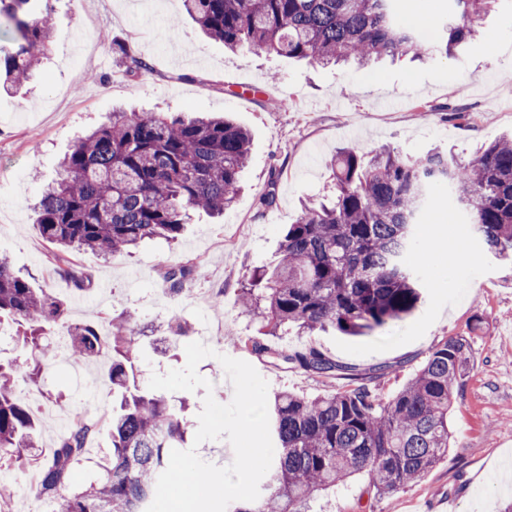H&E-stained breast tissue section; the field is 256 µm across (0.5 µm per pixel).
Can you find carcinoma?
Wrapping results in <instances>:
<instances>
[{
    "label": "carcinoma",
    "mask_w": 512,
    "mask_h": 512,
    "mask_svg": "<svg viewBox=\"0 0 512 512\" xmlns=\"http://www.w3.org/2000/svg\"><path fill=\"white\" fill-rule=\"evenodd\" d=\"M491 0H448L438 33L427 22L400 24L395 0H181L210 39L234 51L339 64L412 53L448 57L473 39ZM48 0H0L10 44L0 49V88L29 79L52 37ZM115 51L136 76L148 62L125 45ZM251 136L224 118L186 121L161 112H114L77 140L60 162L59 176L35 204L40 234L58 248L56 262L84 291L92 275L67 260L73 250L127 254L143 240H175L193 211L222 215L235 203L249 163ZM331 197L308 200L281 240L280 260L257 271L261 288L241 292L244 311L260 316L271 335L295 328L311 334L333 326L363 335L408 315L420 300L417 274L404 256L417 217L430 202V184L444 180L448 196L496 258L512 261V137L503 136L469 158L435 152L411 161L387 147L371 157L344 149L331 162ZM196 266L166 267L168 291L179 295ZM26 327L30 356L23 365L0 364V464L38 469V493L53 512H146L171 450L188 448L185 404L143 389L138 382L140 330L120 322H69L63 300L15 274L0 256V321ZM64 331L70 362L105 358L117 405L109 431L112 447L97 462L89 485L70 489L72 469L87 451L93 427L73 425L60 435L52 457L37 453L40 424L16 396L19 380L36 384L57 359L46 331ZM470 343L461 336L435 345L425 363L395 395L370 387L387 374L348 372L315 345L284 357L306 372L341 373L346 388L314 399L278 393L269 410L274 445L265 492L237 501L233 512H308V502L359 472L388 495L420 479L448 455V409L467 373Z\"/></svg>",
    "instance_id": "1"
}]
</instances>
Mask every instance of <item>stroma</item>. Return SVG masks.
<instances>
[{"mask_svg":"<svg viewBox=\"0 0 512 512\" xmlns=\"http://www.w3.org/2000/svg\"><path fill=\"white\" fill-rule=\"evenodd\" d=\"M51 22L56 37L33 79L20 92L0 93V255L36 288L66 299L73 322L132 316L139 324L142 383L152 374L183 368L185 347L200 341L216 355L197 371L222 404L233 387L219 355L250 363L269 393L289 390L313 398L343 389L284 360L304 344L316 345L356 372L389 366L383 395L401 390L443 339L467 337L469 369L448 414L447 456L418 482L392 495L376 496L367 473L316 493L314 512H502L512 502V264L487 253L478 234L448 225L458 213L440 187L418 228L410 262L422 277L424 297L408 316L362 336L337 330L312 335L267 336L261 319L239 305L253 267L277 259L284 228L299 217L301 203L328 194L331 160L344 148L369 154L394 147L413 157L439 149L471 156L477 146L512 131V0H496L479 33L456 57L387 58L365 66L310 64L285 57L231 52L206 38L184 15L180 0L159 14L142 0H56ZM96 36V56L78 48ZM121 42L144 57L148 71L132 76L112 52ZM279 71L278 81L269 74ZM125 105L155 112L224 115L252 132L251 160L236 203L221 220L192 214L176 244L150 239L131 254L104 257L74 251L71 263L94 283L75 291L53 259L31 209L61 159L87 131ZM278 181H271L272 171ZM274 192L272 207L260 198ZM197 265L199 276L184 293H169L162 275L177 262ZM185 331L165 339V324ZM278 349L259 357L245 339ZM106 365L58 360L45 374L40 394L55 415H41V456H50L73 417L96 427L72 484H88L100 449L109 447L112 388ZM96 388V406L84 396Z\"/></svg>","mask_w":512,"mask_h":512,"instance_id":"obj_1","label":"stroma"}]
</instances>
